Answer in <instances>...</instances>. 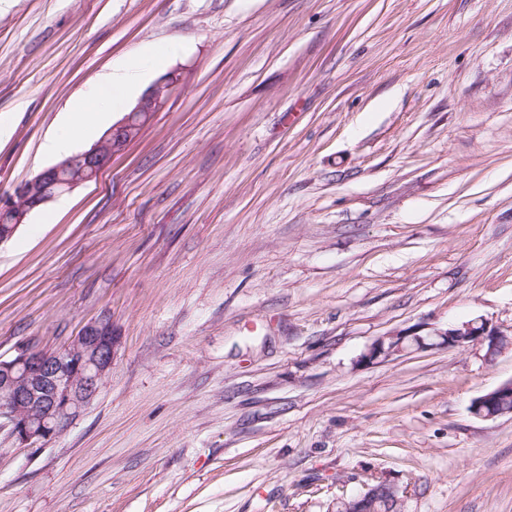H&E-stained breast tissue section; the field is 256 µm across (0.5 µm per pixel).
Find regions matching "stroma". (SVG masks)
Here are the masks:
<instances>
[{"label":"stroma","instance_id":"obj_1","mask_svg":"<svg viewBox=\"0 0 512 512\" xmlns=\"http://www.w3.org/2000/svg\"><path fill=\"white\" fill-rule=\"evenodd\" d=\"M186 79L97 180L0 245V357L112 322L93 404L0 430V512H512V0H0V194L103 75ZM504 331L489 324L482 318H474L461 324L449 325L446 329H434L427 335L428 340L439 339L438 342L427 343L423 336L416 332L412 334L393 333L374 340L362 355L366 362H381L388 360L407 350V342H414L417 349L446 345L448 348L465 349L469 346L480 345L491 350L500 347L501 342L509 340ZM504 390H510V392H503L493 403L492 408L495 412L501 414H512V380L505 381L491 391L474 399L470 406L472 414L484 419H493L501 416L499 414L487 413L486 406ZM388 489L396 490L394 485L386 482H379L369 486L358 496L340 502L336 512H378V510L382 512H399L396 510V503L392 501L391 496L383 495L380 502L381 493Z\"/></svg>","mask_w":512,"mask_h":512}]
</instances>
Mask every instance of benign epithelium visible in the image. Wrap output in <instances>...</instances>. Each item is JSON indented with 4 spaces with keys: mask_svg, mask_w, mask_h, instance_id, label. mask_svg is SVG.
Here are the masks:
<instances>
[{
    "mask_svg": "<svg viewBox=\"0 0 512 512\" xmlns=\"http://www.w3.org/2000/svg\"><path fill=\"white\" fill-rule=\"evenodd\" d=\"M179 84L169 78L155 79L124 117L113 124L105 138L114 141V150L104 153L100 144L77 153L42 171L16 187L14 193L0 195V211L13 215L12 223L0 225V244L8 241L29 210L15 207V199L26 195L46 204L57 194L67 193L92 181L122 153L136 131L144 128L166 106ZM507 333L482 318L435 329L427 337L416 333H393L374 340L362 359L385 361L407 350L414 342L419 349L435 345L465 349L479 345L492 350L500 347ZM112 368V323L99 319L83 327L67 346L59 350L21 347L10 359L0 358V428L9 429L19 448H40L62 435L98 397L102 383ZM504 390L512 391V380L477 397L471 403L472 414L493 419L486 406ZM395 486L379 482L358 496L339 503L336 512H378L381 493Z\"/></svg>",
    "mask_w": 512,
    "mask_h": 512,
    "instance_id": "obj_1",
    "label": "benign epithelium"
}]
</instances>
